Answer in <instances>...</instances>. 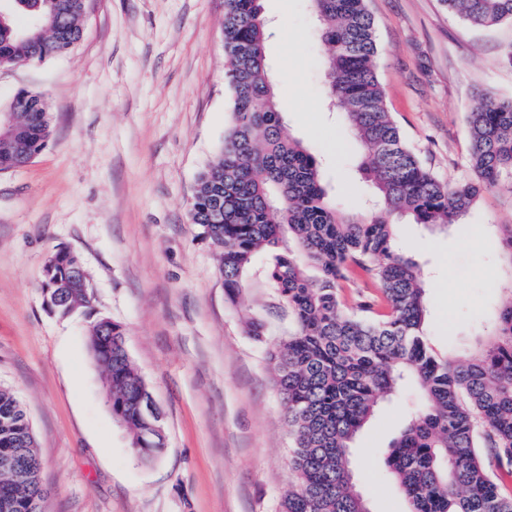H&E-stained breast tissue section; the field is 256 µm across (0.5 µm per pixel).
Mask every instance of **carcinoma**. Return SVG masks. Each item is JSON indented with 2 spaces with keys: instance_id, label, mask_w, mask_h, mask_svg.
<instances>
[{
  "instance_id": "carcinoma-1",
  "label": "carcinoma",
  "mask_w": 512,
  "mask_h": 512,
  "mask_svg": "<svg viewBox=\"0 0 512 512\" xmlns=\"http://www.w3.org/2000/svg\"><path fill=\"white\" fill-rule=\"evenodd\" d=\"M324 46L326 95L357 138V172L372 207L350 211L322 183L318 157L287 132L266 56L261 0H224L225 78L233 93L224 146L200 173L189 204L191 223L219 254L231 302L255 256L281 246L267 278L294 329L270 354L294 442L295 481L278 512H370L357 487L354 441L379 401L410 382L421 407L406 420L386 459V476L409 512H512V300L493 332L471 354L452 359L427 343L428 307L418 263L395 245V224L461 223L486 191L512 198V97L486 91L468 112L472 177L446 183L421 162L386 111L375 68L376 42L366 0H310ZM473 28L512 21V0H443ZM55 11L52 28L18 32ZM78 0H15L0 26V66L64 55L82 37ZM16 121L0 134L23 151H0V172L17 170L46 145L52 117L45 97L19 91L9 104ZM512 265V224L496 225ZM81 257L56 247L43 266L50 311L65 316L91 304ZM363 278L381 296L343 288ZM89 350L112 395V415L132 435L140 459L164 451L163 421L146 415L152 392L130 357L124 326L102 317ZM0 512H46L41 461L27 413L0 385Z\"/></svg>"
}]
</instances>
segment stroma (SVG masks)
Returning <instances> with one entry per match:
<instances>
[{
	"instance_id": "stroma-1",
	"label": "stroma",
	"mask_w": 512,
	"mask_h": 512,
	"mask_svg": "<svg viewBox=\"0 0 512 512\" xmlns=\"http://www.w3.org/2000/svg\"><path fill=\"white\" fill-rule=\"evenodd\" d=\"M266 53L287 132L322 160L333 194L363 201L359 146L329 112L323 49L308 0H262ZM376 73L408 144L442 181L469 176L466 116L479 92L512 95L500 63L512 22L473 30L441 0H367ZM224 0H88L67 54L0 67V112L19 90L44 94V149L0 172V383L29 415L47 512H278L293 481L292 441L269 362L292 325L275 313L259 253L232 305L215 250L189 219L197 178L224 144L232 90L224 76ZM464 233L401 224L419 263L429 339L462 358L512 297L494 233L512 198L485 193ZM81 256L91 307L61 318L41 288L44 259ZM121 323L128 351L160 406L167 446L140 461L113 417L87 348L99 317ZM265 323L262 339L246 319ZM418 390L380 402L353 464L371 512H408L386 479L388 445Z\"/></svg>"
}]
</instances>
